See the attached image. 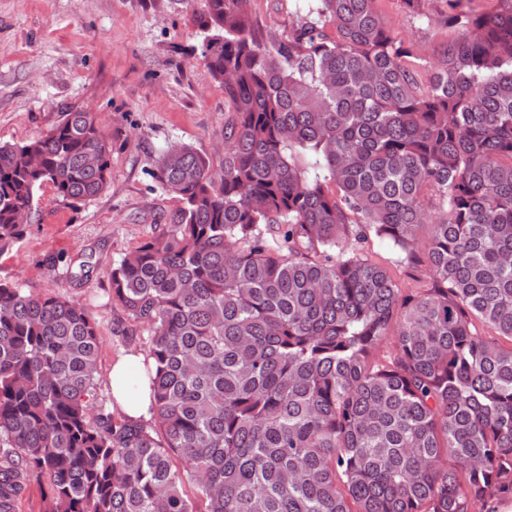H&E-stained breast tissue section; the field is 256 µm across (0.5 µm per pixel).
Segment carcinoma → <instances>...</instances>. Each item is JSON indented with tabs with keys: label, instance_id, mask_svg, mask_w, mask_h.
<instances>
[{
	"label": "carcinoma",
	"instance_id": "carcinoma-1",
	"mask_svg": "<svg viewBox=\"0 0 512 512\" xmlns=\"http://www.w3.org/2000/svg\"><path fill=\"white\" fill-rule=\"evenodd\" d=\"M266 40L250 0H205L224 157L160 154L180 206L112 265L123 335L148 332V422L98 397V326L0 282V512L30 478L48 512H491L512 499V0H446L417 79L375 0H302ZM332 24L336 35L327 33ZM93 112L0 143V248L49 184L103 193ZM389 242L403 291L361 253ZM391 343L388 359L376 357ZM362 248L364 255L391 269L401 288L413 287L416 282L412 277L418 279L425 278L426 262L422 263V265L414 271H407L403 264L395 262L396 255L392 253L390 247L384 242H380L374 238L364 243ZM409 273L412 276L409 275Z\"/></svg>",
	"mask_w": 512,
	"mask_h": 512
}]
</instances>
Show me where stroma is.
Wrapping results in <instances>:
<instances>
[{
  "mask_svg": "<svg viewBox=\"0 0 512 512\" xmlns=\"http://www.w3.org/2000/svg\"><path fill=\"white\" fill-rule=\"evenodd\" d=\"M203 7L204 0H0V142L31 140L61 112L84 110L99 114L112 143V179L101 195L70 207L43 185L26 234L0 253V281L88 307L99 330L103 396L116 358L148 352L145 336L118 335L123 315L107 294L112 264L177 206L156 188L152 164L175 144L215 158L224 151V89L198 60L203 36L193 16ZM296 7V0H251L255 30L288 32ZM375 7L412 47L410 68L433 58L450 36L414 18L401 0H376ZM91 254L97 265L90 276L70 281L69 265Z\"/></svg>",
  "mask_w": 512,
  "mask_h": 512,
  "instance_id": "obj_1",
  "label": "stroma"
}]
</instances>
